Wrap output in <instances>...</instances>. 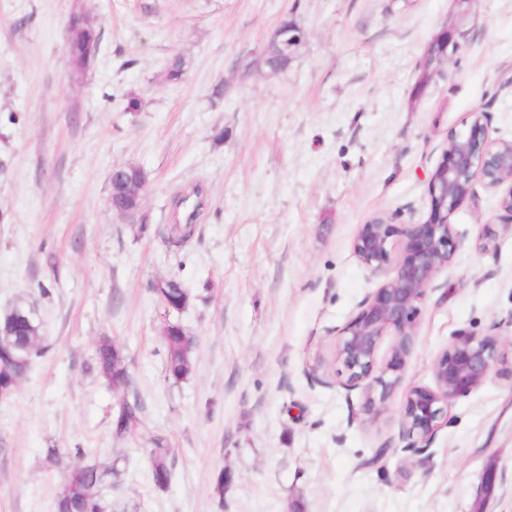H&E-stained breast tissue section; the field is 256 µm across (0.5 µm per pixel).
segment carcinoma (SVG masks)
<instances>
[{
  "label": "carcinoma",
  "instance_id": "carcinoma-1",
  "mask_svg": "<svg viewBox=\"0 0 512 512\" xmlns=\"http://www.w3.org/2000/svg\"><path fill=\"white\" fill-rule=\"evenodd\" d=\"M294 27L288 20H283L261 56V62L271 71L284 69L288 65L281 55L279 34ZM100 43V32L82 16L74 17L69 43V64L77 72L89 68ZM41 333L37 323L30 317V312L21 307H13L0 314V360L15 357L7 368H0V397L11 395L33 365L34 358L41 355ZM166 347L168 376L180 380L190 372V357L184 351L181 339L171 334L163 336ZM96 362L102 378L108 385L118 386L126 377H118L114 372L116 366L112 341L100 340L96 349ZM143 407L138 398H125L118 405L117 420L120 426L116 432L124 433L138 427L142 422ZM152 448L148 455L152 467V479L156 486L164 487L171 479L169 457L172 449L162 437L151 441ZM115 474L112 468H103L87 464L73 468L67 478L64 490L56 498L54 512H107L108 505L100 498L98 488L107 477Z\"/></svg>",
  "mask_w": 512,
  "mask_h": 512
}]
</instances>
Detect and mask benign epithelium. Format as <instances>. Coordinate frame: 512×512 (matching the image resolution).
Wrapping results in <instances>:
<instances>
[{
	"label": "benign epithelium",
	"instance_id": "benign-epithelium-1",
	"mask_svg": "<svg viewBox=\"0 0 512 512\" xmlns=\"http://www.w3.org/2000/svg\"><path fill=\"white\" fill-rule=\"evenodd\" d=\"M440 51L429 48L427 59L442 63L459 49L454 33L438 40ZM494 193L502 217L512 223V140L490 137L487 116L473 112L463 129L448 133V149L428 180L430 211L418 224H391L376 216L359 226L352 251L358 261L382 281L359 304L358 311L339 330L332 362L340 363L339 383L358 390L371 424L389 411V402L403 382L416 337V315L435 277L452 263L457 232L450 217L475 198V184ZM403 239V254L393 258L394 239ZM397 336L381 364L376 356L388 331ZM496 334L459 332L433 363V385L408 389L400 417L407 444L404 451L424 453L454 401L480 388L492 374L512 379Z\"/></svg>",
	"mask_w": 512,
	"mask_h": 512
}]
</instances>
